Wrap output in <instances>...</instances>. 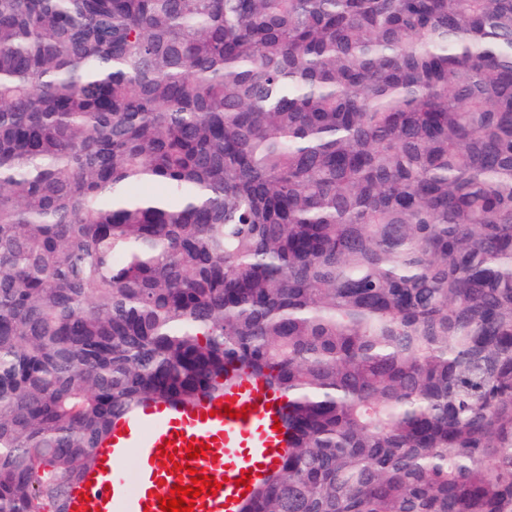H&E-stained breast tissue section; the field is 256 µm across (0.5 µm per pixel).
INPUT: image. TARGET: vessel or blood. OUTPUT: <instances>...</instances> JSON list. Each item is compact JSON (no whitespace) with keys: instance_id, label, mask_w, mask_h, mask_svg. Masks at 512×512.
Masks as SVG:
<instances>
[{"instance_id":"1","label":"vessel or blood","mask_w":512,"mask_h":512,"mask_svg":"<svg viewBox=\"0 0 512 512\" xmlns=\"http://www.w3.org/2000/svg\"><path fill=\"white\" fill-rule=\"evenodd\" d=\"M284 399L262 380L242 379L224 395L194 406L150 404L119 419L110 438L95 450L97 463L71 489L67 512H162L160 497L174 485H189L190 469L222 480L213 495L194 500L193 512H238L243 503L236 481L249 476L258 485L285 448L281 420ZM206 443L205 457L188 459L191 443ZM173 454L180 470L158 463ZM134 466H127L128 454Z\"/></svg>"}]
</instances>
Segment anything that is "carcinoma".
<instances>
[{
    "mask_svg": "<svg viewBox=\"0 0 512 512\" xmlns=\"http://www.w3.org/2000/svg\"><path fill=\"white\" fill-rule=\"evenodd\" d=\"M243 377L240 512H512V0H0V512Z\"/></svg>",
    "mask_w": 512,
    "mask_h": 512,
    "instance_id": "cac0c4a2",
    "label": "carcinoma"
}]
</instances>
